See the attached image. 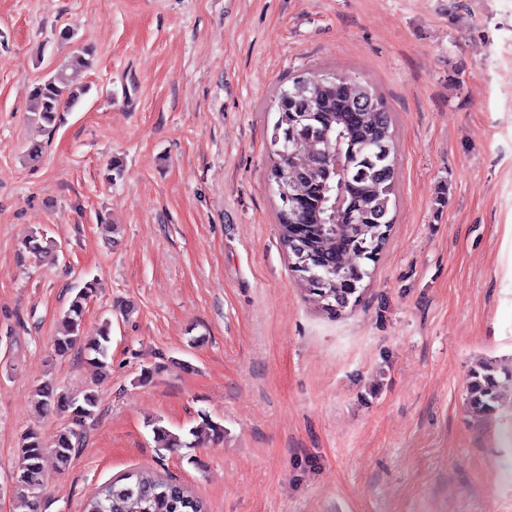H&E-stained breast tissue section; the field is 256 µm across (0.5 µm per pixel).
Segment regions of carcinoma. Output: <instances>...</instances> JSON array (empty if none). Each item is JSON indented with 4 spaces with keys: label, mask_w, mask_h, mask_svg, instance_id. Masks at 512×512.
Masks as SVG:
<instances>
[{
    "label": "carcinoma",
    "mask_w": 512,
    "mask_h": 512,
    "mask_svg": "<svg viewBox=\"0 0 512 512\" xmlns=\"http://www.w3.org/2000/svg\"><path fill=\"white\" fill-rule=\"evenodd\" d=\"M89 49L77 46L67 66L49 74L31 91L33 112L52 128L63 106L75 105L81 91L74 89L67 70L89 66ZM278 117L270 147L274 156L268 180L280 200L277 218L281 248L293 260L294 272L304 289L323 301V310L339 315L371 277L389 236L395 204L396 140L387 102L372 84L332 73L322 79L292 78L275 96ZM347 158L342 177L334 171L336 151ZM25 248L40 255L59 251L60 245L35 233ZM94 292L87 282L71 299L61 318L55 350L66 356L81 341L88 301ZM112 321L106 319L97 337L81 352L100 375L110 367ZM512 382V366L486 360L470 370L466 390L471 408L490 415L504 405L501 379ZM36 406L62 414L66 426L51 451L60 468L70 466L79 451L86 425L98 406L95 389L72 397L50 380L33 393ZM158 447L196 448L202 438L224 440V426L202 416V422L176 434L149 422ZM46 444L29 429L19 439L18 469L11 491L24 499L30 512H39L44 488L43 458ZM83 512H206L203 503L180 483L143 472H130L100 486L85 502Z\"/></svg>",
    "instance_id": "1"
}]
</instances>
